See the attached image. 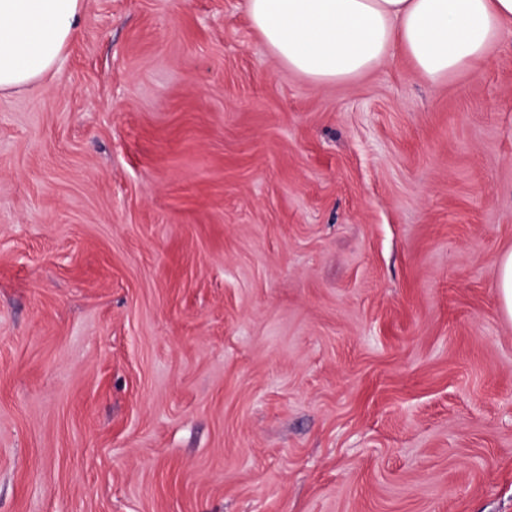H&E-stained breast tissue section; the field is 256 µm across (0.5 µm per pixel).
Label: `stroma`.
<instances>
[{"instance_id": "35a3bbf8", "label": "stroma", "mask_w": 512, "mask_h": 512, "mask_svg": "<svg viewBox=\"0 0 512 512\" xmlns=\"http://www.w3.org/2000/svg\"><path fill=\"white\" fill-rule=\"evenodd\" d=\"M512 25L315 85L246 0H83L0 96V512H512ZM499 303L507 317L512 319V252L503 254L497 265Z\"/></svg>"}]
</instances>
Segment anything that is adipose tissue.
<instances>
[{
    "mask_svg": "<svg viewBox=\"0 0 512 512\" xmlns=\"http://www.w3.org/2000/svg\"><path fill=\"white\" fill-rule=\"evenodd\" d=\"M288 69L317 84L354 79L394 50L437 82L472 69L512 24V0H247ZM83 17V0H0V95L40 83Z\"/></svg>",
    "mask_w": 512,
    "mask_h": 512,
    "instance_id": "1",
    "label": "adipose tissue"
}]
</instances>
